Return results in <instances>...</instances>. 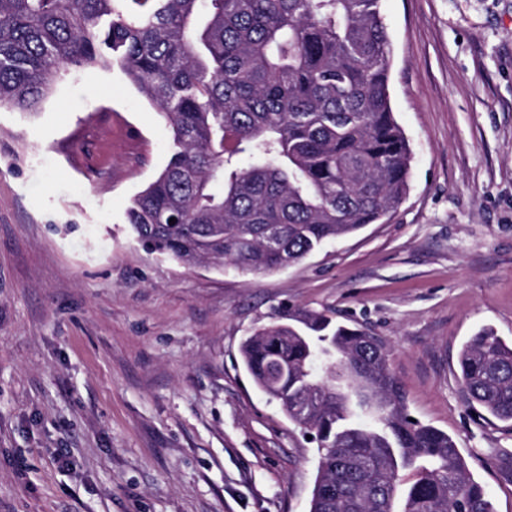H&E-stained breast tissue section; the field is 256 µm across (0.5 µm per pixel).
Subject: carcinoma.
<instances>
[{
    "label": "carcinoma",
    "instance_id": "1",
    "mask_svg": "<svg viewBox=\"0 0 512 512\" xmlns=\"http://www.w3.org/2000/svg\"><path fill=\"white\" fill-rule=\"evenodd\" d=\"M380 2L0 0V107L38 110L65 67H118L172 140L127 209L136 240L182 265L271 274L406 195ZM241 356L316 439L309 512H496L455 440L410 421L383 344L333 311L280 312ZM459 369L469 404L512 423V343L482 328Z\"/></svg>",
    "mask_w": 512,
    "mask_h": 512
}]
</instances>
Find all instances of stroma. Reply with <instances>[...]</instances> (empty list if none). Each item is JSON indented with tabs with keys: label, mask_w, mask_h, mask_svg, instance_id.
Wrapping results in <instances>:
<instances>
[{
	"label": "stroma",
	"mask_w": 512,
	"mask_h": 512,
	"mask_svg": "<svg viewBox=\"0 0 512 512\" xmlns=\"http://www.w3.org/2000/svg\"><path fill=\"white\" fill-rule=\"evenodd\" d=\"M381 11L407 195L263 277L132 238L171 134L118 68L0 109V512H308L317 451L239 354L298 308L380 337L411 414L512 512V424L470 407L458 371L481 328L512 340V0Z\"/></svg>",
	"instance_id": "obj_1"
}]
</instances>
